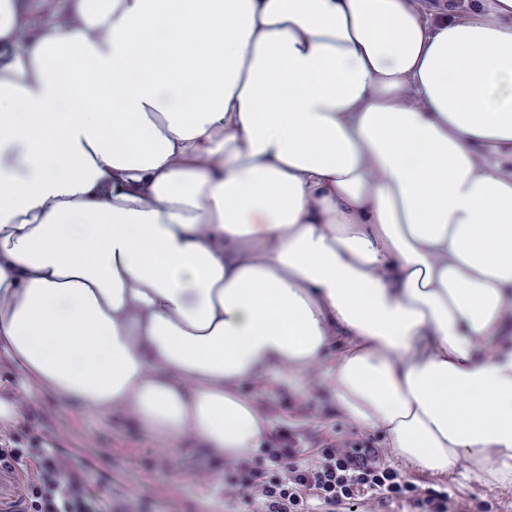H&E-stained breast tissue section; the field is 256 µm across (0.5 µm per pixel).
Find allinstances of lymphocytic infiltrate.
Segmentation results:
<instances>
[{"instance_id": "1", "label": "lymphocytic infiltrate", "mask_w": 512, "mask_h": 512, "mask_svg": "<svg viewBox=\"0 0 512 512\" xmlns=\"http://www.w3.org/2000/svg\"><path fill=\"white\" fill-rule=\"evenodd\" d=\"M294 423L278 425L261 458L234 465L224 484L232 498L260 500L264 512H365L368 500L405 499L420 512H467L447 494L422 490L396 470L384 449L358 433L336 437L312 425L309 404L266 403L275 420L282 410ZM19 469L14 506L18 512H138L134 501L113 503L93 493L87 481L67 473L66 460L51 449L24 448L15 441L0 444V468Z\"/></svg>"}]
</instances>
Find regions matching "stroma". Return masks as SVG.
I'll return each instance as SVG.
<instances>
[{
	"label": "stroma",
	"mask_w": 512,
	"mask_h": 512,
	"mask_svg": "<svg viewBox=\"0 0 512 512\" xmlns=\"http://www.w3.org/2000/svg\"><path fill=\"white\" fill-rule=\"evenodd\" d=\"M326 369L323 363L312 368L301 389L283 384L280 372L271 369L247 380L242 391L256 398L271 393L327 408L331 399ZM4 393L12 395L20 419L0 421V433L15 435L23 445L51 443L67 457L71 471L88 478L101 497L135 500L142 512H261L260 503L225 497L224 482L217 477L223 464L189 447H166L125 412L100 416L57 399L40 386L20 387L17 369L0 351V395ZM408 476L420 488L465 502L471 512H512V495H497L474 480L448 483L413 470Z\"/></svg>",
	"instance_id": "35a3bbf8"
}]
</instances>
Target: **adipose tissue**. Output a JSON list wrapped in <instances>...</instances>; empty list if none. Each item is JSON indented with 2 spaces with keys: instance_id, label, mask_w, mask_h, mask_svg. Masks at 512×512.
I'll return each instance as SVG.
<instances>
[{
  "instance_id": "obj_1",
  "label": "adipose tissue",
  "mask_w": 512,
  "mask_h": 512,
  "mask_svg": "<svg viewBox=\"0 0 512 512\" xmlns=\"http://www.w3.org/2000/svg\"><path fill=\"white\" fill-rule=\"evenodd\" d=\"M0 348L230 465L331 351L391 459L511 493L512 0H0ZM25 17L36 27H47L54 23L56 11L63 0H24Z\"/></svg>"
}]
</instances>
